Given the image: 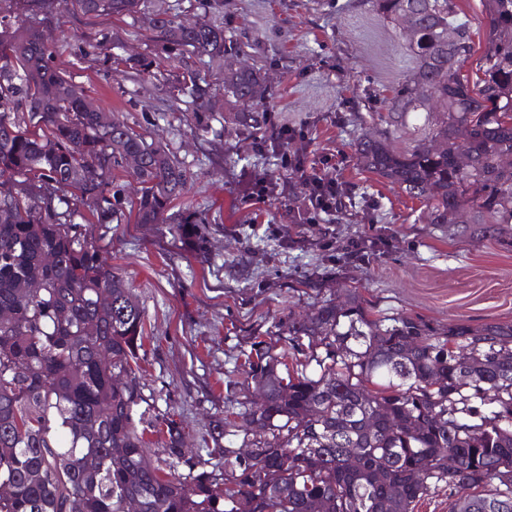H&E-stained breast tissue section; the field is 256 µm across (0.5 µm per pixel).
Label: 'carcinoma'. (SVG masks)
<instances>
[{"label": "carcinoma", "instance_id": "cac0c4a2", "mask_svg": "<svg viewBox=\"0 0 512 512\" xmlns=\"http://www.w3.org/2000/svg\"><path fill=\"white\" fill-rule=\"evenodd\" d=\"M483 2L489 32L472 82L462 68L473 43L454 0H372L415 62L390 100V124L424 121L406 150L383 132L360 137L356 153L423 200L431 223L450 233L480 224L512 243V0ZM61 3L90 17L139 6ZM150 30L154 51L117 63L153 76L187 54L228 53L221 26L160 12ZM262 82L254 69L224 70V95L250 133L266 112ZM172 89L190 99L185 117L206 125L207 80L186 66ZM128 155L141 159L130 200L114 175ZM189 178L127 121L103 125L38 30L0 14V310L13 313L0 322V483L11 488L0 512H68L74 497L82 512H125L133 499L140 512H311L314 502L320 512H413L438 487L458 494L451 512H512V323L371 319L355 290L275 325L295 368L271 347L246 355L262 401L237 400L235 419L214 422L209 453L222 468L167 472L147 457L145 434H159L177 468L184 435L173 416L141 409L143 310L102 260L93 225L126 213L157 224ZM82 208L90 219L76 224ZM176 228L206 244L197 221Z\"/></svg>", "mask_w": 512, "mask_h": 512}]
</instances>
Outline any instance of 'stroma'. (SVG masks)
<instances>
[{
  "label": "stroma",
  "mask_w": 512,
  "mask_h": 512,
  "mask_svg": "<svg viewBox=\"0 0 512 512\" xmlns=\"http://www.w3.org/2000/svg\"><path fill=\"white\" fill-rule=\"evenodd\" d=\"M475 76L488 34L482 0H455ZM222 26L232 55L187 63L212 87L207 129L183 119L170 86L178 70L151 78L111 68L104 53L145 52L158 12ZM36 25L57 47L56 64L97 109L125 118L187 169L185 193L161 224L118 219L95 228L105 262L130 284L144 310V394L153 413H176L184 456L215 463L210 429L248 393L241 355L269 343L275 322L358 288L373 316L419 317L436 327L512 322V245L488 235L450 234L430 221L423 200L365 170L358 137L379 127L397 82L413 67L399 34L370 0H141L136 17L94 18L54 4ZM261 69L264 100L277 124L303 126L289 142L308 171L326 175L350 203L296 225L310 188L288 174L281 154L244 138L224 97L227 66ZM275 185L256 206L242 201L255 183ZM208 229L204 250L175 232L185 214ZM384 236L387 245L356 263L331 256L326 242Z\"/></svg>",
  "instance_id": "35a3bbf8"
}]
</instances>
